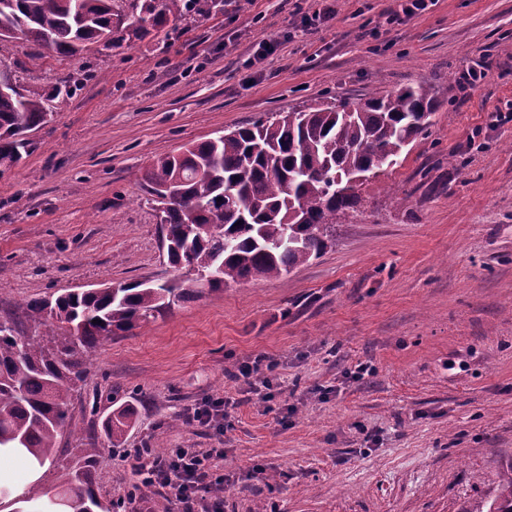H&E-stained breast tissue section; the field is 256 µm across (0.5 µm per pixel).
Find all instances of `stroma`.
<instances>
[{
    "label": "stroma",
    "instance_id": "stroma-1",
    "mask_svg": "<svg viewBox=\"0 0 512 512\" xmlns=\"http://www.w3.org/2000/svg\"><path fill=\"white\" fill-rule=\"evenodd\" d=\"M392 4L335 0L310 29L321 0H224L170 41L74 58L0 41L22 87L80 80L0 174V319L65 289L175 277L142 187L157 156L419 83L441 99L320 258L203 291L89 353L60 448L135 414L120 447L99 441L103 504L133 490L126 512H168L131 468L157 435L223 449L224 512H477L512 464V0H437L395 27ZM258 355L275 365L267 394L233 377ZM217 399L234 405L223 431L188 420Z\"/></svg>",
    "mask_w": 512,
    "mask_h": 512
}]
</instances>
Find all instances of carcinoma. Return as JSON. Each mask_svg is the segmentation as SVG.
<instances>
[{"mask_svg":"<svg viewBox=\"0 0 512 512\" xmlns=\"http://www.w3.org/2000/svg\"><path fill=\"white\" fill-rule=\"evenodd\" d=\"M201 0H0V40L22 38L65 57L100 45L141 41ZM0 168L28 154V134L47 122L76 85L42 91L17 85L0 65ZM437 93L407 86L359 103L343 101L288 111L195 142L156 158L144 176L162 205L158 234L167 264L218 291L276 278L319 258L335 240L336 216L361 203L364 183L426 134ZM195 290L177 281H131L111 288L66 290L26 304L25 317L45 326L29 335L16 318L0 320V447L53 459L73 415V391L84 382L87 354L171 312ZM120 406L103 423L115 445L133 420ZM57 471L59 489L82 512L103 504L93 482L98 437L70 449ZM486 512H512V466Z\"/></svg>","mask_w":512,"mask_h":512,"instance_id":"obj_1","label":"carcinoma"}]
</instances>
